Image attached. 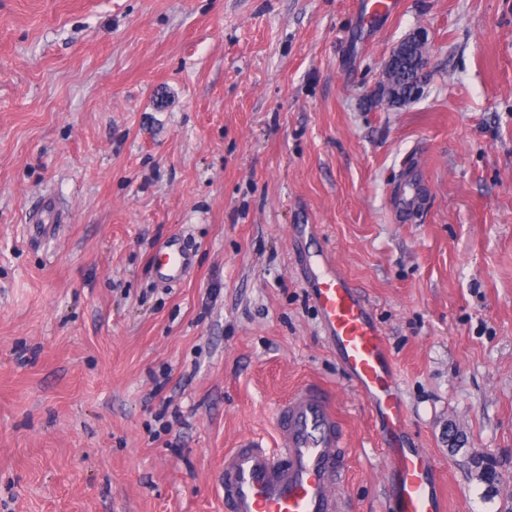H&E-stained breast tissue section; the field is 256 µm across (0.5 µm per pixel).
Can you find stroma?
<instances>
[{
  "label": "stroma",
  "instance_id": "stroma-1",
  "mask_svg": "<svg viewBox=\"0 0 512 512\" xmlns=\"http://www.w3.org/2000/svg\"><path fill=\"white\" fill-rule=\"evenodd\" d=\"M419 31L416 93L382 101ZM323 248L445 512H512V0H401L371 29L361 0H0V512H224L225 452L274 445L311 380L347 428L345 512H385L375 420L297 272ZM424 190L425 180L421 174L416 173L404 181L398 198V207L402 217L413 214L423 205Z\"/></svg>",
  "mask_w": 512,
  "mask_h": 512
}]
</instances>
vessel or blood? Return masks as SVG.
Instances as JSON below:
<instances>
[{"mask_svg": "<svg viewBox=\"0 0 512 512\" xmlns=\"http://www.w3.org/2000/svg\"><path fill=\"white\" fill-rule=\"evenodd\" d=\"M397 8L398 0H366V22L374 24ZM424 190L421 174L404 181L398 198L401 215L422 206ZM320 266L308 285L324 335L379 421L388 456L387 512H443L436 460L406 442L407 405L387 338L373 321L369 303L332 256L322 254ZM275 423L274 448L247 438L225 453L226 512H344L349 448L331 393L316 382L302 385L279 404Z\"/></svg>", "mask_w": 512, "mask_h": 512, "instance_id": "1", "label": "vessel or blood"}]
</instances>
